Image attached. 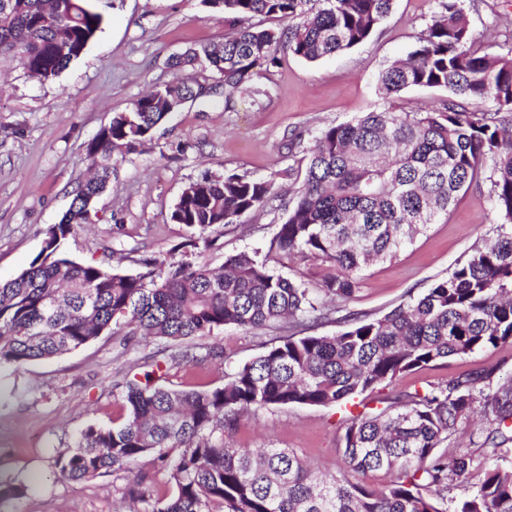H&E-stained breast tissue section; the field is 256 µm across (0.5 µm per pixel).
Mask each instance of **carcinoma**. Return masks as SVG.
<instances>
[{"mask_svg":"<svg viewBox=\"0 0 512 512\" xmlns=\"http://www.w3.org/2000/svg\"><path fill=\"white\" fill-rule=\"evenodd\" d=\"M394 0H205L224 14V41L171 58L179 70L204 64L232 91L288 53L309 62L368 41ZM477 0H436L431 23L406 57L378 76L389 107L329 126L303 149L302 185L285 205L264 258L241 251L216 272L205 262L145 263L128 275L73 261L62 250L90 218L109 168L81 184L42 251L0 283V366L20 368L78 350L114 329L183 349L116 384L126 417L87 427L56 458L62 478L83 481L123 470L130 497L148 512H512V377L461 374L371 407L363 395L451 357L512 344V55L492 54L474 37L468 11ZM286 27L261 28L263 18ZM105 15L88 0H0V57L18 59L28 77L57 78L102 31ZM447 92L440 107L398 108L409 88ZM201 89L173 80L136 98L88 142L91 162L122 156L149 139ZM490 182L499 221L446 276L378 318L344 317L339 334L314 327L347 300L365 270L396 257L430 225L448 221L459 196ZM274 182L236 172L205 173L182 190L171 219L185 226L182 247L212 245L211 228L263 209ZM279 253L328 265L315 287L277 273ZM288 322L294 333L227 374L224 385L185 390L166 384L170 365L216 361L212 344L197 356L185 341L221 326L245 330ZM356 407L344 420V469L316 474L294 449L234 448L227 438L244 413L288 406ZM472 430L492 449L478 481L448 496L473 463L457 436ZM454 451L448 452V445ZM151 457L154 471L140 469ZM386 470L395 479L372 489L350 473ZM173 486L152 495L157 474Z\"/></svg>","mask_w":512,"mask_h":512,"instance_id":"1","label":"carcinoma"}]
</instances>
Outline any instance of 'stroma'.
Returning a JSON list of instances; mask_svg holds the SVG:
<instances>
[{
	"instance_id": "1",
	"label": "stroma",
	"mask_w": 512,
	"mask_h": 512,
	"mask_svg": "<svg viewBox=\"0 0 512 512\" xmlns=\"http://www.w3.org/2000/svg\"><path fill=\"white\" fill-rule=\"evenodd\" d=\"M435 0H395L389 16L366 43L317 62L282 54L276 67L242 86L225 106L204 65L170 69L186 48L224 38V16L203 0H112L107 20L82 54L58 78L41 84L18 61L0 60V281L26 270L42 249L48 227L60 221L73 192L91 175L85 147L112 115L128 109L152 87L180 77L204 86L160 127L151 141L112 160V176L89 223L64 243L79 263L123 274L144 272L143 262L205 261L218 269L247 250L266 254L287 213L283 199L299 188L302 149L330 125L381 109L379 73L406 56L430 24ZM474 36L497 54L512 51V0H478L469 14ZM302 144L290 148L292 135ZM227 171L274 177L264 210L229 227H215L212 248L181 251L184 225L170 214L182 189L204 173ZM489 184L461 195L447 222L418 235L395 259L370 266L344 311L372 318L418 296L452 271L497 216ZM281 330L224 326L211 342L224 358L173 366L168 380L186 390L223 385L238 362L260 355ZM173 344L144 342L115 332L63 356L21 369L0 367V483L27 484L7 512H132L129 477L110 472L83 482L63 479L55 460L87 426L111 425L126 411L115 384L141 372L144 361L166 360ZM512 375V344L450 358L381 385L376 396L438 383L462 373ZM342 422L323 407H268L242 420L232 439L239 448H292L325 472L343 466L338 451Z\"/></svg>"
}]
</instances>
